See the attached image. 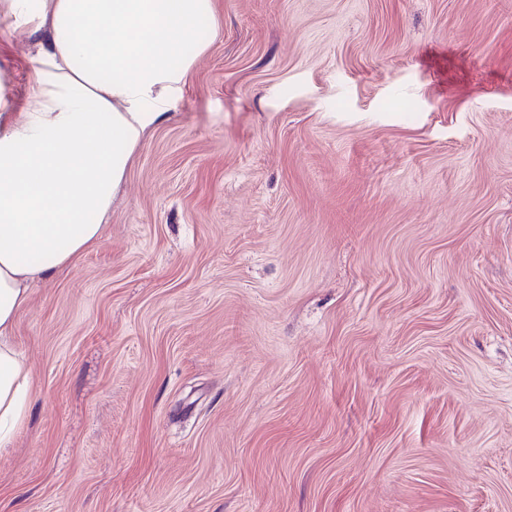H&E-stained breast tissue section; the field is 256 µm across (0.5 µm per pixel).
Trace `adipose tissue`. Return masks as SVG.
I'll use <instances>...</instances> for the list:
<instances>
[{
  "label": "adipose tissue",
  "mask_w": 512,
  "mask_h": 512,
  "mask_svg": "<svg viewBox=\"0 0 512 512\" xmlns=\"http://www.w3.org/2000/svg\"><path fill=\"white\" fill-rule=\"evenodd\" d=\"M35 66L20 121L0 122V450L29 417L13 344L32 285L100 241L145 133L165 118L212 0H23Z\"/></svg>",
  "instance_id": "obj_1"
}]
</instances>
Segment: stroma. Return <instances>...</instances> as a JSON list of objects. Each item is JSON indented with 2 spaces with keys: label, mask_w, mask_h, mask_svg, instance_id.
<instances>
[{
  "label": "stroma",
  "mask_w": 512,
  "mask_h": 512,
  "mask_svg": "<svg viewBox=\"0 0 512 512\" xmlns=\"http://www.w3.org/2000/svg\"><path fill=\"white\" fill-rule=\"evenodd\" d=\"M213 10L17 316L0 512H512V0Z\"/></svg>",
  "instance_id": "obj_1"
}]
</instances>
